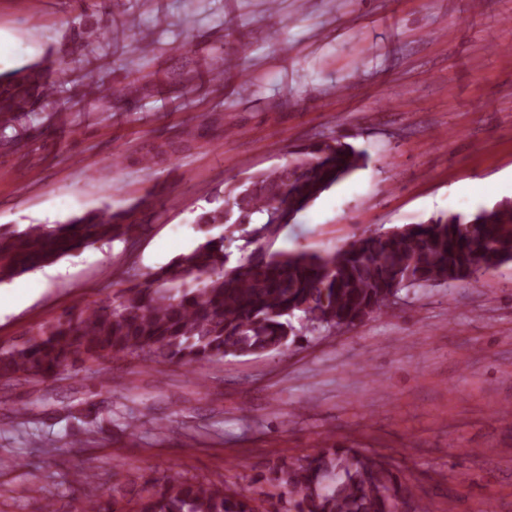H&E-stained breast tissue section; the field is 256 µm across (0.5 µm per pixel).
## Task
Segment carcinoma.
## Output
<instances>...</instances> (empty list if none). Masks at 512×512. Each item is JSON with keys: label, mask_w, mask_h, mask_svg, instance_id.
Here are the masks:
<instances>
[{"label": "carcinoma", "mask_w": 512, "mask_h": 512, "mask_svg": "<svg viewBox=\"0 0 512 512\" xmlns=\"http://www.w3.org/2000/svg\"><path fill=\"white\" fill-rule=\"evenodd\" d=\"M51 66L0 74V147L18 151L20 121L49 101ZM364 150L338 136L290 153V160L224 187L223 203L196 222L224 227L192 251L146 273L133 272L112 295L0 348V381L51 378L120 355L157 365L221 360L288 347L301 329L334 333L387 307L409 286L465 283L512 262V200L470 214L450 213L403 231L354 239L329 254L271 251L280 225L362 167ZM139 225L128 211L89 210L55 224L0 226V284L99 243L126 241ZM257 244L227 267L235 232ZM260 497L177 472L112 485V503L90 512H397L415 498L395 458L358 448H320L268 468Z\"/></svg>", "instance_id": "1"}]
</instances>
